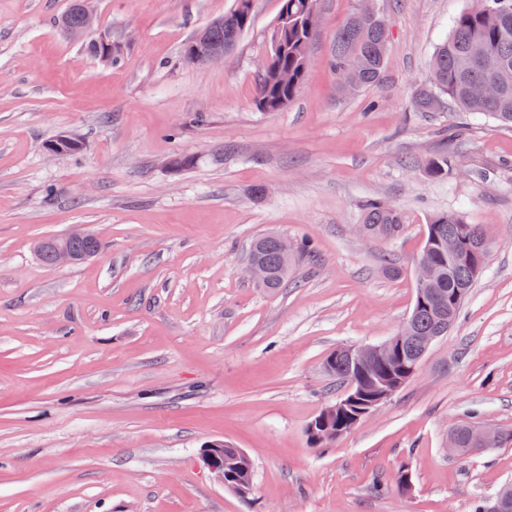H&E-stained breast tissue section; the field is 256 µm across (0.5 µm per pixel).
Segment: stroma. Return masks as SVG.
<instances>
[{
    "mask_svg": "<svg viewBox=\"0 0 512 512\" xmlns=\"http://www.w3.org/2000/svg\"><path fill=\"white\" fill-rule=\"evenodd\" d=\"M358 3L321 0L304 83L263 112L279 0H254L235 47L201 65L186 43L235 0H90L96 30L77 36L53 25L68 0H0V512H472L512 482V441L448 453L460 422L512 432V127L411 105L473 0H374L385 69L343 96L330 62ZM99 31L119 66L91 53ZM64 132L82 152L48 155ZM443 153L448 177L430 179ZM179 155L196 165L172 173ZM371 198L404 215L397 238L361 234ZM442 211L485 225L482 276L419 372L311 448L307 424L344 390L325 357L400 330ZM78 227L103 250L43 265L35 243ZM269 232L315 250L273 292L244 273ZM214 439L250 457L249 500L200 463Z\"/></svg>",
    "mask_w": 512,
    "mask_h": 512,
    "instance_id": "stroma-1",
    "label": "stroma"
}]
</instances>
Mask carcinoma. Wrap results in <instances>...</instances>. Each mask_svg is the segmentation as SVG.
Returning a JSON list of instances; mask_svg holds the SVG:
<instances>
[{
	"label": "carcinoma",
	"mask_w": 512,
	"mask_h": 512,
	"mask_svg": "<svg viewBox=\"0 0 512 512\" xmlns=\"http://www.w3.org/2000/svg\"><path fill=\"white\" fill-rule=\"evenodd\" d=\"M313 0H280L279 12L270 40L280 48H270V65L259 77L257 106L264 112H278L288 106L304 82L309 46L316 29L305 25V14ZM84 0H70L57 26L69 34H78L84 27ZM253 23V13L236 6L224 17L207 28L208 41L215 45L233 46ZM387 25L368 4L352 12L336 33V49L332 69L339 89L345 94L357 92L379 82L385 66ZM431 85L420 86L414 94V105L422 112L438 109L442 96L456 102L468 112L488 114L502 123L512 124V0H487L484 9L471 8L452 21L451 33L429 62ZM483 83L501 89L494 97L481 94L476 85ZM428 176L442 180L448 176V158L434 157L425 162ZM465 223L463 215L446 211L431 216L427 224L426 240L433 248L431 258L438 267L436 281L423 292L416 293L413 310L401 330L403 339L393 348L400 349L403 364L409 365L421 353L425 337L446 333L457 319L461 307L481 272L454 263L451 253L470 246L477 248L488 241L482 224ZM405 224L403 215L384 201L372 198L363 205V231L379 239L397 237ZM248 258L263 264L269 271L265 288L275 291L288 278L293 257H284L279 236L266 234L255 238L248 250ZM325 369L337 380L360 389L363 403L378 392L383 382L396 385L404 375L386 374V367L376 362L368 370L356 369L342 357L326 358ZM327 417L318 439L309 440L310 447L319 449L336 440L347 414ZM458 446L449 449L455 456L469 455L473 447L472 425L457 424ZM224 468L239 478L253 483V465L248 455L226 441Z\"/></svg>",
	"instance_id": "1"
}]
</instances>
